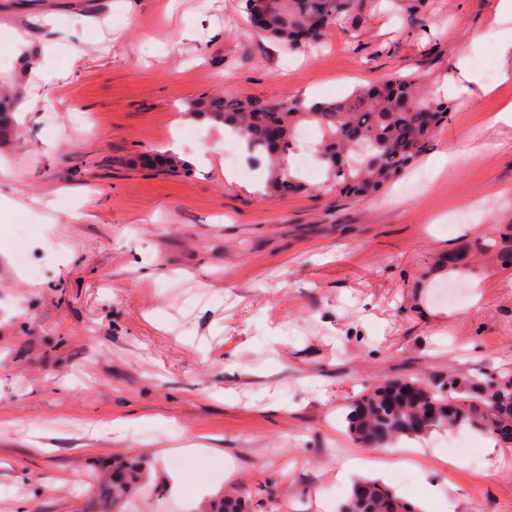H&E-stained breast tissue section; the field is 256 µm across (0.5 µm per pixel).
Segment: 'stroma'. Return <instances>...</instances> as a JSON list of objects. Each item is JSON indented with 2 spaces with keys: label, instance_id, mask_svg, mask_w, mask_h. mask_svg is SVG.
<instances>
[{
  "label": "stroma",
  "instance_id": "obj_1",
  "mask_svg": "<svg viewBox=\"0 0 512 512\" xmlns=\"http://www.w3.org/2000/svg\"><path fill=\"white\" fill-rule=\"evenodd\" d=\"M398 3L291 50L241 0H0V82L37 104L0 143V512H208L229 491L257 512H336L338 462L366 453L344 422L364 386L512 373V265H440L512 224V127L491 123L512 102V17L498 0ZM398 75L453 109L364 202L320 190L306 154L291 169L311 192L266 194L186 112ZM176 142L186 171L149 165ZM451 279L466 293L435 302ZM453 437L431 430L381 480L423 512H512V447L472 432L480 462L452 470ZM131 457L151 464L139 491L99 501Z\"/></svg>",
  "mask_w": 512,
  "mask_h": 512
}]
</instances>
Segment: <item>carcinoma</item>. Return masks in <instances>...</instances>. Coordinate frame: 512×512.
<instances>
[{
  "instance_id": "carcinoma-1",
  "label": "carcinoma",
  "mask_w": 512,
  "mask_h": 512,
  "mask_svg": "<svg viewBox=\"0 0 512 512\" xmlns=\"http://www.w3.org/2000/svg\"><path fill=\"white\" fill-rule=\"evenodd\" d=\"M247 23L266 10L255 32L292 48L320 43L368 0H244ZM12 95L0 92V139L14 133ZM451 103L417 79L401 77L382 84L358 85L344 97L307 108L299 99L262 103L234 95L200 96L186 104L189 114L232 126L247 143L250 159L266 164L268 192L280 194L290 172V157L299 150L298 128L314 123L322 131L313 148L326 180L319 190H336L357 201L381 194L420 157L437 128L448 118ZM464 251L476 257H512V244L495 237L474 240ZM351 438L365 448H379L401 437L416 438L439 426L469 427L495 439L512 427V375L448 372L439 382L393 380L377 383L348 405L345 417ZM141 480V467L116 462L112 486L118 496ZM214 512H246L239 496L219 501ZM339 512H421L382 482H354Z\"/></svg>"
}]
</instances>
